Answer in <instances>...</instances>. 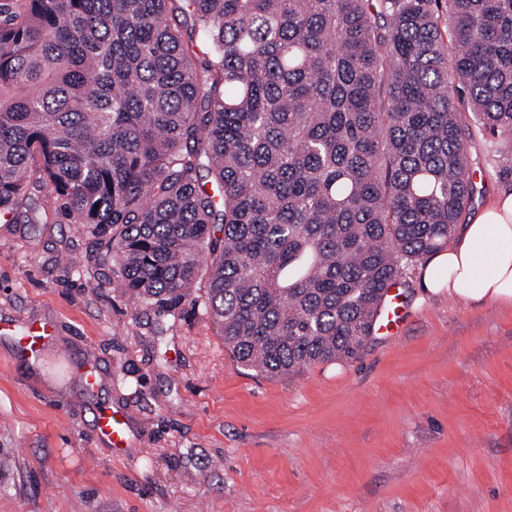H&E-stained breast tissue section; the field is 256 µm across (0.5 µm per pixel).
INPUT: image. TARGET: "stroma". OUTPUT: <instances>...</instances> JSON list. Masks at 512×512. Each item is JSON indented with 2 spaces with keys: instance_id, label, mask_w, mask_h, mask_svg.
I'll return each instance as SVG.
<instances>
[{
  "instance_id": "obj_1",
  "label": "stroma",
  "mask_w": 512,
  "mask_h": 512,
  "mask_svg": "<svg viewBox=\"0 0 512 512\" xmlns=\"http://www.w3.org/2000/svg\"><path fill=\"white\" fill-rule=\"evenodd\" d=\"M476 216L506 185L474 140ZM82 227L0 222V323H52L36 361L0 335V512H512V307L404 289L395 335L267 378L201 311L108 285ZM79 261L80 273L63 265ZM128 419L113 449L98 409Z\"/></svg>"
}]
</instances>
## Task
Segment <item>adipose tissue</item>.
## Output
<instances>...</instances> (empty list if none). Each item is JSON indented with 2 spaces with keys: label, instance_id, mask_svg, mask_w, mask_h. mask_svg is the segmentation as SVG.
<instances>
[{
  "label": "adipose tissue",
  "instance_id": "ef3b65f1",
  "mask_svg": "<svg viewBox=\"0 0 512 512\" xmlns=\"http://www.w3.org/2000/svg\"><path fill=\"white\" fill-rule=\"evenodd\" d=\"M427 293L512 306V191L499 193L454 243L418 268Z\"/></svg>",
  "mask_w": 512,
  "mask_h": 512
}]
</instances>
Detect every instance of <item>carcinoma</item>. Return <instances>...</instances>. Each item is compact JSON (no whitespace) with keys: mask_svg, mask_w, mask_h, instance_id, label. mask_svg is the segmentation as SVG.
<instances>
[{"mask_svg":"<svg viewBox=\"0 0 512 512\" xmlns=\"http://www.w3.org/2000/svg\"><path fill=\"white\" fill-rule=\"evenodd\" d=\"M200 38L201 55L185 40ZM512 185V0H3L0 219L44 189L112 283L266 377L353 360Z\"/></svg>","mask_w":512,"mask_h":512,"instance_id":"cac0c4a2","label":"carcinoma"}]
</instances>
